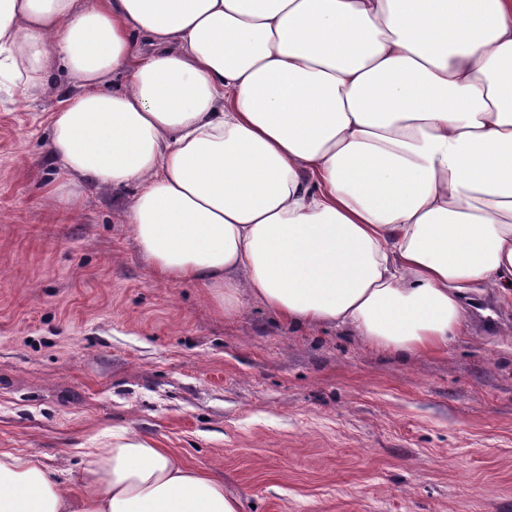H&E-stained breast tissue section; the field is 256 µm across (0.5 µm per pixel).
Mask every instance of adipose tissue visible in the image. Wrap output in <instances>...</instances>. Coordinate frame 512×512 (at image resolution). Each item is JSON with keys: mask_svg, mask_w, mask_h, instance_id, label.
Returning <instances> with one entry per match:
<instances>
[{"mask_svg": "<svg viewBox=\"0 0 512 512\" xmlns=\"http://www.w3.org/2000/svg\"><path fill=\"white\" fill-rule=\"evenodd\" d=\"M55 67L52 198L127 192L150 266L225 314L422 353L512 301V0H0V81ZM239 510L147 437L77 494L0 453V512Z\"/></svg>", "mask_w": 512, "mask_h": 512, "instance_id": "obj_1", "label": "adipose tissue"}]
</instances>
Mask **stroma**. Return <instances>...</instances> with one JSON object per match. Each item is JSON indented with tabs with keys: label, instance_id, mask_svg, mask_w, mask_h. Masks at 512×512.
<instances>
[{
	"label": "stroma",
	"instance_id": "35a3bbf8",
	"mask_svg": "<svg viewBox=\"0 0 512 512\" xmlns=\"http://www.w3.org/2000/svg\"><path fill=\"white\" fill-rule=\"evenodd\" d=\"M53 69L0 93V451L80 492L113 436L153 439L236 494L240 512H512V304L487 298L438 354L345 329L239 315L157 274L86 188L49 202Z\"/></svg>",
	"mask_w": 512,
	"mask_h": 512
}]
</instances>
